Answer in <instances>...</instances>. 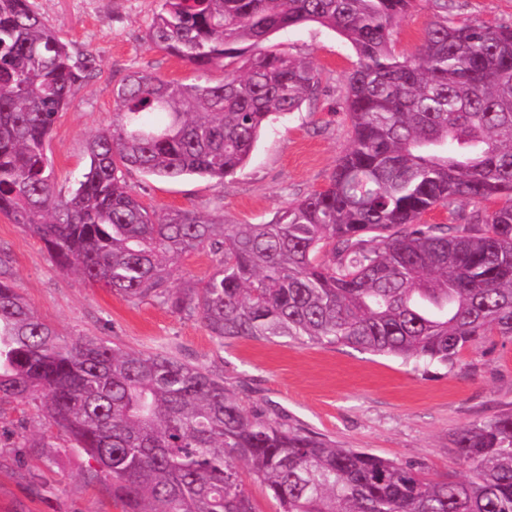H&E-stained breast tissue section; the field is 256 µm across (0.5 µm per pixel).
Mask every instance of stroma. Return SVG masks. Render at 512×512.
Here are the masks:
<instances>
[{
    "mask_svg": "<svg viewBox=\"0 0 512 512\" xmlns=\"http://www.w3.org/2000/svg\"><path fill=\"white\" fill-rule=\"evenodd\" d=\"M34 9L79 58L95 67L58 114L46 153L55 189L68 193L86 162V145L111 125L113 88L132 70L184 83H217L205 72L148 47L145 34L160 0H32ZM457 18L512 25V0H454ZM438 15L419 0L393 35L396 53L415 55ZM276 49L310 62L316 96L262 132L245 166L224 183L197 176L166 180L126 172L131 191L158 212L191 210L230 224H264L286 203L320 188L350 141L346 76L357 60L349 42L311 24L275 34ZM0 255L37 316L63 337L97 336L131 352L165 351L217 369L249 411L264 410L290 428L319 433L337 446L417 463L432 480L457 469L453 439L465 425L512 410V340L491 337L450 364L403 361L346 346L213 339L198 317L156 300L129 301L60 269L43 242L0 215ZM218 265L198 251L182 258L175 289L199 285ZM52 447L29 448L31 437ZM94 463L50 427L31 403L0 401V512H125Z\"/></svg>",
    "mask_w": 512,
    "mask_h": 512,
    "instance_id": "1",
    "label": "stroma"
}]
</instances>
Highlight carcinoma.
<instances>
[{"label":"carcinoma","instance_id":"1","mask_svg":"<svg viewBox=\"0 0 512 512\" xmlns=\"http://www.w3.org/2000/svg\"><path fill=\"white\" fill-rule=\"evenodd\" d=\"M417 0H161L147 34L214 85L133 72L112 125L87 143L82 178L55 191L45 142L88 61L31 0H0V214L38 236L62 270L130 300L197 315L210 336L291 338L446 364L490 336L512 339V26L446 13L415 57L392 49ZM308 24L345 38L350 144L328 185L266 224L159 214L125 173L223 183L265 127L318 90L316 71L266 45ZM493 203L465 224L433 208ZM219 256L174 292V266ZM39 400L111 482L126 512H256L240 465L275 512H512V411L459 429L460 473L292 430L245 411L224 375L96 337L68 340L0 270V400ZM216 256L208 250L198 251L182 258L171 279V286L175 289L198 286L207 280L216 270L218 262Z\"/></svg>","mask_w":512,"mask_h":512}]
</instances>
